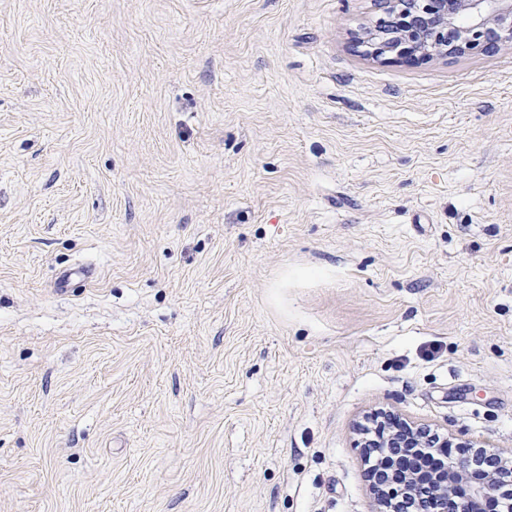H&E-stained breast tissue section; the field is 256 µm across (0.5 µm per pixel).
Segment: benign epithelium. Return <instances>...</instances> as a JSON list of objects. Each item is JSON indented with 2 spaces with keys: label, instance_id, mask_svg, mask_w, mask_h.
<instances>
[{
  "label": "benign epithelium",
  "instance_id": "benign-epithelium-1",
  "mask_svg": "<svg viewBox=\"0 0 512 512\" xmlns=\"http://www.w3.org/2000/svg\"><path fill=\"white\" fill-rule=\"evenodd\" d=\"M389 8L400 6L407 15L405 26H382L368 40L371 54L426 53L440 50L446 56L487 51L501 43L512 44V0H382ZM412 445L400 450L410 458L424 452L426 441L448 447L425 427L407 429ZM401 457L386 461L388 472L399 469ZM408 483L388 484L370 476L375 512H383L380 496L400 499L401 512H471L475 502L502 504L512 512V460L490 445H480L456 456L442 454L431 475L409 474Z\"/></svg>",
  "mask_w": 512,
  "mask_h": 512
}]
</instances>
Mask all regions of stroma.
I'll return each instance as SVG.
<instances>
[{
	"label": "stroma",
	"instance_id": "35a3bbf8",
	"mask_svg": "<svg viewBox=\"0 0 512 512\" xmlns=\"http://www.w3.org/2000/svg\"><path fill=\"white\" fill-rule=\"evenodd\" d=\"M384 15L0 0V512H372L381 411L512 457V45Z\"/></svg>",
	"mask_w": 512,
	"mask_h": 512
}]
</instances>
